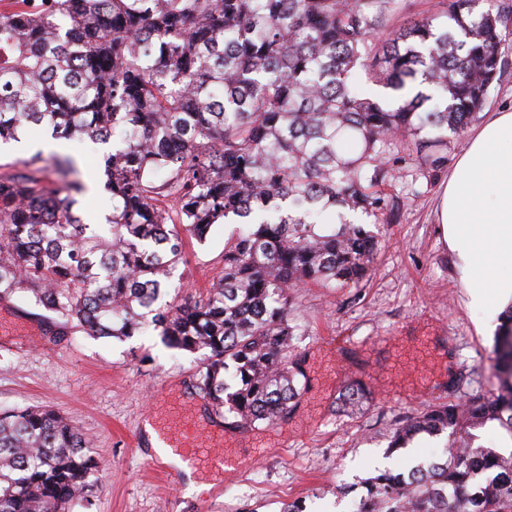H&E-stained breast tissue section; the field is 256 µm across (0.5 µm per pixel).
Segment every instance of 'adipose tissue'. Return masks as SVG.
I'll return each mask as SVG.
<instances>
[{
	"instance_id": "1",
	"label": "adipose tissue",
	"mask_w": 512,
	"mask_h": 512,
	"mask_svg": "<svg viewBox=\"0 0 512 512\" xmlns=\"http://www.w3.org/2000/svg\"><path fill=\"white\" fill-rule=\"evenodd\" d=\"M437 222L470 304L512 305V108L490 113L448 176Z\"/></svg>"
}]
</instances>
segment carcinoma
I'll return each instance as SVG.
<instances>
[{"instance_id":"obj_1","label":"carcinoma","mask_w":512,"mask_h":512,"mask_svg":"<svg viewBox=\"0 0 512 512\" xmlns=\"http://www.w3.org/2000/svg\"><path fill=\"white\" fill-rule=\"evenodd\" d=\"M383 38L394 0H0V140L44 126L112 143L90 172L112 198L105 224L76 209L89 187L72 155L38 152L0 176V299L20 293L100 337L159 332L203 355L197 386L245 428L299 395L291 291L368 279L393 190L446 165L505 64L512 0H443ZM53 166L60 185L47 191ZM216 224H237L209 289L158 304ZM488 397L402 421L449 448L363 482L350 512H512V313L494 345ZM366 402L362 383L341 407ZM90 440L46 407L0 413V512H72L97 481ZM480 437L479 443L486 446L496 447L495 449L508 455L512 446L507 433L496 425H489L477 433Z\"/></svg>"}]
</instances>
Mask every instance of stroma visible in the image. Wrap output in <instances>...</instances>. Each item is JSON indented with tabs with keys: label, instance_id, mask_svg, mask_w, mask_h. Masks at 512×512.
<instances>
[{
	"label": "stroma",
	"instance_id": "obj_1",
	"mask_svg": "<svg viewBox=\"0 0 512 512\" xmlns=\"http://www.w3.org/2000/svg\"><path fill=\"white\" fill-rule=\"evenodd\" d=\"M448 175L419 180L392 223L373 225L369 281L295 290L290 320L306 386L285 419L238 430L242 466L226 468L208 490H188L141 435L151 411L164 422L194 408L212 413L195 386L199 355L166 348L157 333L66 336L62 320L25 296L1 299L0 318L19 329L0 334V412L48 406L90 438L99 480L73 512H280L296 498L307 512H349L337 487L392 466L387 445L403 419L498 386L494 337L482 329L483 312L469 306L434 220ZM233 230L219 224L205 244L186 243L164 302L209 288ZM347 370L374 392L354 413L338 403Z\"/></svg>",
	"mask_w": 512,
	"mask_h": 512
}]
</instances>
